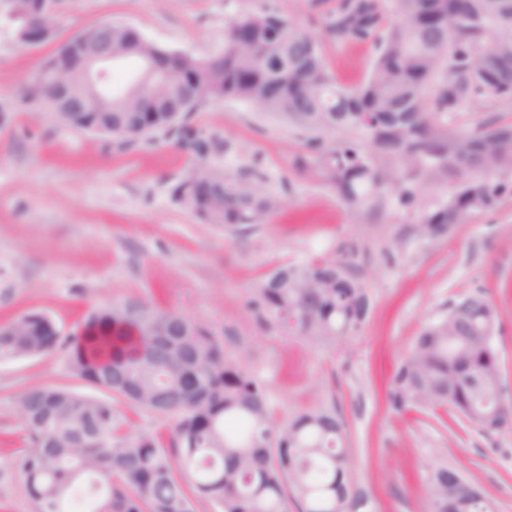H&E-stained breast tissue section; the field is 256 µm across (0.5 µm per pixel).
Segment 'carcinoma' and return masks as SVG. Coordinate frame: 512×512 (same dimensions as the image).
Instances as JSON below:
<instances>
[{
	"label": "carcinoma",
	"mask_w": 512,
	"mask_h": 512,
	"mask_svg": "<svg viewBox=\"0 0 512 512\" xmlns=\"http://www.w3.org/2000/svg\"><path fill=\"white\" fill-rule=\"evenodd\" d=\"M0 2L19 44L27 30L50 24L29 0ZM237 24L250 27L249 43L237 42ZM321 28L375 46L364 82L337 85L316 36L276 12L232 19L224 51L209 58L144 37L131 41L114 23L112 56L133 69L126 86L112 91V111L95 114L100 133L122 146L175 139L195 162L171 188L173 200L227 230L268 223L282 200L270 177L253 167L219 172L211 157L235 153V142L203 136L187 122L221 100L288 117L304 133L296 167L315 172L359 216L408 224L417 239L440 237L465 222L454 206L457 192L473 213L512 194V122L452 131L468 105L496 109L512 102V0H399L393 22L381 0H339ZM80 37L42 62L23 108H51V71ZM244 69L256 71L249 84L236 80ZM184 72L194 77L191 90L179 83ZM157 79L164 88L149 89ZM143 108L154 112L148 128L139 123ZM353 265V254L342 251L274 267L244 303L258 335L288 334L325 347L355 336L371 301ZM498 332V311L483 293L449 303L398 366L391 408L448 406L486 434L511 432ZM58 345L70 373L111 399L41 384L21 394L28 446L13 467L33 512H63L80 485L92 494L90 512H195L198 499L213 512H352L357 505L348 468L352 449L336 406L275 419L268 382L249 368L246 351L226 353L212 327L144 302L89 314L77 335H61L37 311L0 327V360L38 356ZM114 400L166 419L167 434L127 425ZM448 470L429 471V512H497L493 499L469 481L448 485Z\"/></svg>",
	"instance_id": "carcinoma-1"
}]
</instances>
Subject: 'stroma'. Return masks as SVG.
Here are the masks:
<instances>
[{
    "mask_svg": "<svg viewBox=\"0 0 512 512\" xmlns=\"http://www.w3.org/2000/svg\"><path fill=\"white\" fill-rule=\"evenodd\" d=\"M336 0H57L54 41L36 48L0 28V323L47 313L62 335L91 311L130 301L172 307L249 353L270 385L278 420L336 405L353 450L350 470L362 502L355 512H427L431 467L458 469L512 512V434L487 435L452 409L393 411L387 384L422 328L449 301L480 291L498 308L502 392L512 399V195L435 239L411 240L389 260L397 224L356 217L308 171L294 167L302 142L279 115L221 101L190 123L232 138L237 153L220 170L244 165L267 173L283 193L269 223L233 232L175 203L171 187L192 166L174 141L130 148L84 133L54 113L18 108L19 95L57 43L105 23L134 26L154 44L210 57L224 46L230 19L279 12L315 30ZM330 74L345 87L371 73L372 44L325 35ZM371 297L362 331L335 349L294 336L258 337L243 308L250 290L283 262L306 263L345 247ZM87 387L62 349L0 362V512H31L12 458L25 445L19 397L31 384Z\"/></svg>",
    "mask_w": 512,
    "mask_h": 512,
    "instance_id": "obj_1",
    "label": "stroma"
}]
</instances>
